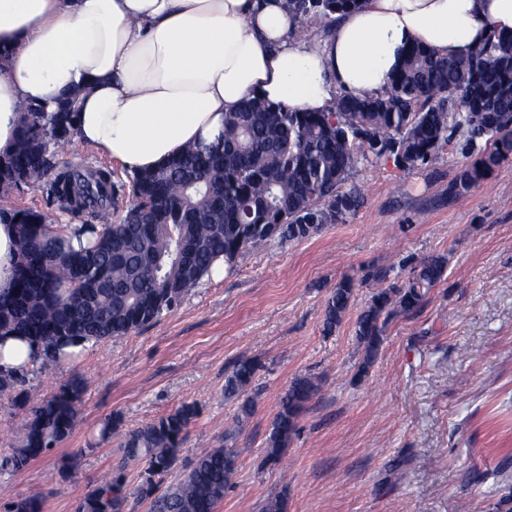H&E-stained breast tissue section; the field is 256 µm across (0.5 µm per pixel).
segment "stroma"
Segmentation results:
<instances>
[{
    "instance_id": "35a3bbf8",
    "label": "stroma",
    "mask_w": 512,
    "mask_h": 512,
    "mask_svg": "<svg viewBox=\"0 0 512 512\" xmlns=\"http://www.w3.org/2000/svg\"><path fill=\"white\" fill-rule=\"evenodd\" d=\"M457 150L432 168L365 165L353 179L362 207L309 238L246 252L220 279L206 278L172 312L128 335L88 344L79 357L27 370L30 402L80 377L73 434L22 471L0 472V512L39 490L42 512H73L108 479L121 433L193 403L192 423L164 485L209 449H240L217 512H504L512 501V160L478 186L449 196L469 162ZM448 257L446 279L413 316L390 323L363 378L354 325L385 272L402 283L422 258ZM353 278V305L332 335L325 302ZM242 358L259 369L254 414L224 379ZM315 380L281 461L265 464L278 403L291 381ZM119 420L103 441L99 428ZM80 455L76 475L67 466Z\"/></svg>"
}]
</instances>
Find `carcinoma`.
<instances>
[{
  "instance_id": "obj_1",
  "label": "carcinoma",
  "mask_w": 512,
  "mask_h": 512,
  "mask_svg": "<svg viewBox=\"0 0 512 512\" xmlns=\"http://www.w3.org/2000/svg\"><path fill=\"white\" fill-rule=\"evenodd\" d=\"M366 0H288L299 26L316 19L325 34L340 16ZM79 93L56 105L23 109L14 148L0 155V195L38 188L71 216L49 224L36 209L0 203V219L17 225L14 288L0 295V336L27 341L49 368L71 358L66 348L127 335L177 307L211 275L222 258L232 268L249 249L300 241L327 224L344 223L364 202L353 181L358 168L393 163L404 169L435 163L466 135L473 156L448 184L461 195L512 158V32L495 33L462 57L442 56L414 44L406 49L388 88L374 95L341 92L329 112H302L282 104L246 101L224 116L216 144L189 145L163 165L131 177L132 204L122 219L112 170L62 168L55 147L74 135ZM79 249H74L73 239ZM448 257L423 259L402 286L378 289L357 315L354 333L364 356L356 375L371 365L387 326L408 318L446 276ZM354 282L346 279L327 298L323 331L330 334L352 306ZM257 363L241 359L224 380V396L241 400L238 420L251 417L248 396ZM24 372L0 368V393L24 386ZM309 377L292 381L281 397L267 440L266 464L288 447L300 414L317 392ZM84 385L73 377L27 409L18 445L0 459L17 472L58 447L73 433ZM198 416L183 404L125 433L121 463L111 480L89 489L75 512H124L123 469L147 465L141 494L151 512H216L240 451L211 448L165 489L162 477L176 463ZM33 493L5 512H42Z\"/></svg>"
}]
</instances>
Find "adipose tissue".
I'll list each match as a JSON object with an SVG mask.
<instances>
[{
    "instance_id": "adipose-tissue-1",
    "label": "adipose tissue",
    "mask_w": 512,
    "mask_h": 512,
    "mask_svg": "<svg viewBox=\"0 0 512 512\" xmlns=\"http://www.w3.org/2000/svg\"><path fill=\"white\" fill-rule=\"evenodd\" d=\"M512 30V0H367L326 39L286 0H0V153L22 105L88 86L74 142L131 174L214 140L244 99L309 112L386 88L405 49L466 54Z\"/></svg>"
}]
</instances>
